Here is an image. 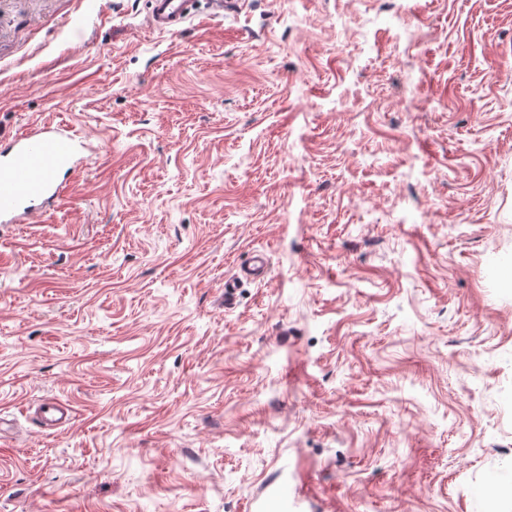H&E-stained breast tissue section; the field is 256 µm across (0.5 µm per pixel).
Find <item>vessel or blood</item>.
<instances>
[{
    "label": "vessel or blood",
    "instance_id": "vessel-or-blood-1",
    "mask_svg": "<svg viewBox=\"0 0 512 512\" xmlns=\"http://www.w3.org/2000/svg\"><path fill=\"white\" fill-rule=\"evenodd\" d=\"M149 22L161 33L180 32L194 11L195 0H148ZM85 143L60 126L36 125L13 139L11 152L0 157V224H17L34 213L58 206L65 187L57 179L62 170L80 166ZM40 415L47 426L59 428L70 418L68 406L54 399L42 401Z\"/></svg>",
    "mask_w": 512,
    "mask_h": 512
}]
</instances>
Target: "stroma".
<instances>
[{"instance_id": "1", "label": "stroma", "mask_w": 512, "mask_h": 512, "mask_svg": "<svg viewBox=\"0 0 512 512\" xmlns=\"http://www.w3.org/2000/svg\"><path fill=\"white\" fill-rule=\"evenodd\" d=\"M208 12L0 0V149L88 139L0 224V512H512V0ZM196 0H148L149 22L160 33H177L190 18ZM40 415L47 426L57 429L70 419V409L55 399H46L40 404Z\"/></svg>"}]
</instances>
